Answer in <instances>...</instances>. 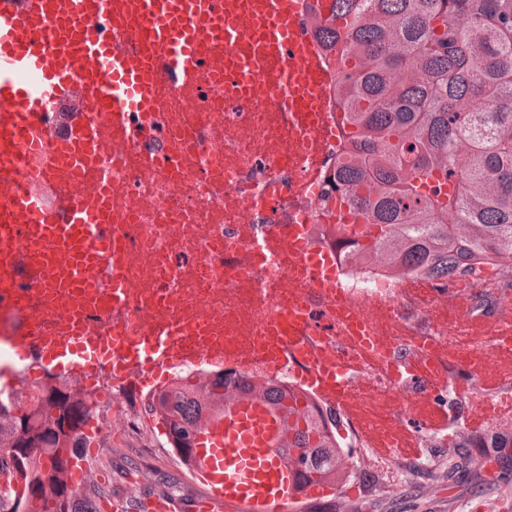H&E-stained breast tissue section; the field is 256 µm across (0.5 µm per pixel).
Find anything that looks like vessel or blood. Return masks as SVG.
Instances as JSON below:
<instances>
[{
  "mask_svg": "<svg viewBox=\"0 0 512 512\" xmlns=\"http://www.w3.org/2000/svg\"><path fill=\"white\" fill-rule=\"evenodd\" d=\"M332 20V0H0V373L11 361L79 380L93 407L164 390L177 370L255 382L221 396L195 429L188 467L201 495L156 498L148 512H297L330 486L296 475L295 407L348 411L361 365L387 364L389 341L336 286L333 242L363 226L315 195L332 148L353 132L334 97L336 59L315 36ZM73 95L79 109L58 126ZM217 99L272 115L286 147L269 152L262 191L251 188L248 159L241 180L212 179L233 226L225 247L245 263L231 275L209 266L201 295L187 280L189 265H209L204 240L188 261L164 266L156 239L183 246L171 226L136 233L127 217L159 210L149 186L175 172L198 182L233 144ZM187 113L205 129L181 143ZM127 165L140 189L118 182ZM235 278L256 285L244 336L224 329L221 302ZM413 344L390 389L440 379L430 338ZM457 364L465 377L449 387L485 386L469 351ZM287 373L295 391L271 403L264 382Z\"/></svg>",
  "mask_w": 512,
  "mask_h": 512,
  "instance_id": "vessel-or-blood-1",
  "label": "vessel or blood"
}]
</instances>
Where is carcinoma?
I'll list each match as a JSON object with an SVG mask.
<instances>
[{
    "mask_svg": "<svg viewBox=\"0 0 512 512\" xmlns=\"http://www.w3.org/2000/svg\"><path fill=\"white\" fill-rule=\"evenodd\" d=\"M342 25L317 28L347 89L354 128L323 203L371 226L351 241L362 264L419 280H465L487 263L512 288V0H334ZM59 380L39 399L0 403V512H94L70 486L65 457L93 417ZM205 404L179 384L148 404L184 443ZM295 447L329 480L338 453L330 418L299 413Z\"/></svg>",
    "mask_w": 512,
    "mask_h": 512,
    "instance_id": "cac0c4a2",
    "label": "carcinoma"
}]
</instances>
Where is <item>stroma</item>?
<instances>
[{
  "label": "stroma",
  "instance_id": "obj_1",
  "mask_svg": "<svg viewBox=\"0 0 512 512\" xmlns=\"http://www.w3.org/2000/svg\"><path fill=\"white\" fill-rule=\"evenodd\" d=\"M279 143L275 123H268L263 132L238 128L226 162L237 164ZM433 309L437 324L455 336L456 348L471 347L481 359L487 385L473 399L460 401L461 406L476 409L507 368L492 350L491 317L512 311V291L494 292L489 319L468 326L456 322L454 296L436 299ZM405 400L402 392L374 384L360 393L351 412L376 437L398 430L426 435L449 412L448 407L422 402L403 421H393V413ZM147 403V397L131 396L116 409L98 406L97 445L80 453L87 468L81 494L119 501L121 512H142V500L153 494L184 498L198 494L183 458L163 435L157 416L147 412ZM446 433V443L422 441L420 458H401L396 471L364 449H348L337 459L340 479L333 492L311 500L300 512H512V442L503 448L489 445L498 434L512 439V412L493 415L482 426L471 418L448 426Z\"/></svg>",
  "mask_w": 512,
  "mask_h": 512
}]
</instances>
